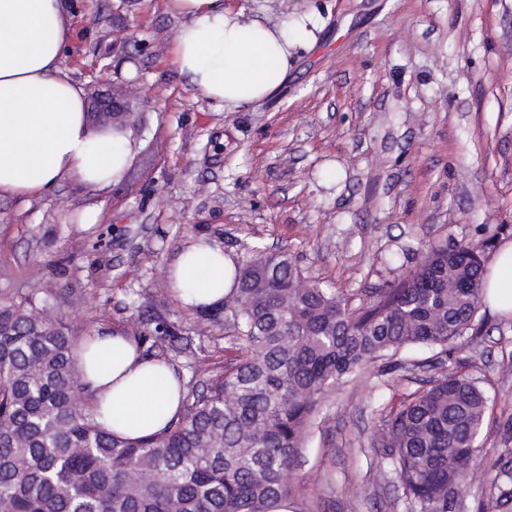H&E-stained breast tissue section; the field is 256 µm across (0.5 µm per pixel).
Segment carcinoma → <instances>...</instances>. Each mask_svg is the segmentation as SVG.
<instances>
[{
    "label": "carcinoma",
    "mask_w": 512,
    "mask_h": 512,
    "mask_svg": "<svg viewBox=\"0 0 512 512\" xmlns=\"http://www.w3.org/2000/svg\"><path fill=\"white\" fill-rule=\"evenodd\" d=\"M482 243L431 244L425 261L354 307L307 280L284 252L252 248L221 308L234 362L194 370L168 427L122 437L88 412L63 316L33 292L0 295V512H272L319 402L336 383L410 345L446 347L471 331L484 290ZM143 355L172 364L174 324L134 318ZM488 398L444 371L377 431L405 497L452 512L476 465Z\"/></svg>",
    "instance_id": "carcinoma-1"
}]
</instances>
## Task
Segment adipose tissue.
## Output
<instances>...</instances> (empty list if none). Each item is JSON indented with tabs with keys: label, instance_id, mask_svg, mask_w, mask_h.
<instances>
[{
	"label": "adipose tissue",
	"instance_id": "ef3b65f1",
	"mask_svg": "<svg viewBox=\"0 0 512 512\" xmlns=\"http://www.w3.org/2000/svg\"><path fill=\"white\" fill-rule=\"evenodd\" d=\"M186 18L172 62L208 99L234 111L260 102L285 82L295 49L310 46L318 18L272 24L220 0H174ZM65 0H0V197H37L65 180L105 189L120 180L134 143L90 132L83 90L59 67L69 36ZM234 262L201 238L167 268L174 296L189 309L223 301ZM486 301L512 314V244L489 266ZM94 418L130 437L162 431L180 409L182 380L143 357L137 341L103 330L80 343Z\"/></svg>",
	"mask_w": 512,
	"mask_h": 512
}]
</instances>
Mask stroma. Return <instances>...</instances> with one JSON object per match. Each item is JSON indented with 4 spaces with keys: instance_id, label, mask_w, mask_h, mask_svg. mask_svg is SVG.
<instances>
[{
    "instance_id": "35a3bbf8",
    "label": "stroma",
    "mask_w": 512,
    "mask_h": 512,
    "mask_svg": "<svg viewBox=\"0 0 512 512\" xmlns=\"http://www.w3.org/2000/svg\"><path fill=\"white\" fill-rule=\"evenodd\" d=\"M321 28L285 83L240 111L197 93L171 62L185 18L172 0H67L59 65L85 110L114 93L136 110L139 148L119 181H69L0 197V294L51 289L74 336L127 330L140 306L192 337L221 368L232 330L171 294L165 269L193 240L242 263L282 250L304 277L358 304L416 268L425 247L512 242V0H223ZM480 335L409 346L336 384L293 470L298 512H418L375 435L391 408L457 368L489 398L479 469L452 512H483L512 448V316L481 306ZM318 480H310V472Z\"/></svg>"
}]
</instances>
